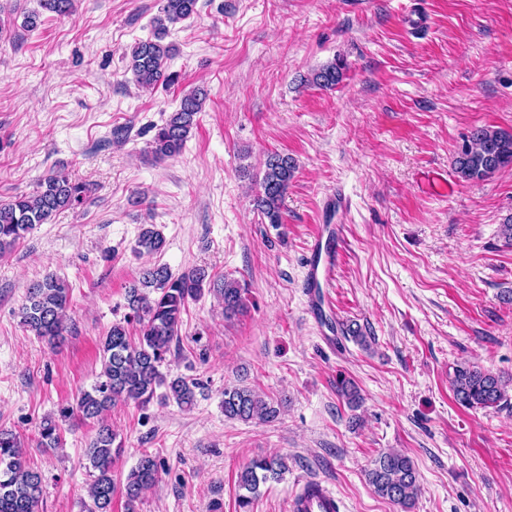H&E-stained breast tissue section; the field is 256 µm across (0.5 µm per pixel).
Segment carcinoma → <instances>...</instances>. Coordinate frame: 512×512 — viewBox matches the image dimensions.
I'll list each match as a JSON object with an SVG mask.
<instances>
[{
    "label": "carcinoma",
    "mask_w": 512,
    "mask_h": 512,
    "mask_svg": "<svg viewBox=\"0 0 512 512\" xmlns=\"http://www.w3.org/2000/svg\"><path fill=\"white\" fill-rule=\"evenodd\" d=\"M42 9L57 15L71 12L74 0H39ZM199 0H162L161 15L154 18V39L140 41L131 50L130 71L141 86L150 87L162 80L173 81L165 74L167 60L175 48L165 42L168 25L197 14ZM346 64L333 62L313 73L311 83L333 88L344 76ZM206 92L196 89L181 98L179 108L157 128L149 143L156 159L179 155L197 124ZM512 168V132L489 127H476L458 148L455 173L464 181L486 180L497 172ZM296 170L295 160L278 152L267 154L260 190L254 198L255 209L269 224L282 223V209L288 187ZM88 187L63 174L51 175L39 184L33 195H20L0 202V253L13 248L37 224H45L57 213L83 203ZM166 240L153 225L146 224L138 235L136 248L154 255L163 252ZM216 293L224 305V318L231 319L246 309L245 287L229 276H215L204 267H195L174 275L165 265L154 264L142 269L138 279L126 292L129 313L124 320L112 324L101 344L102 369L90 389L82 391L73 403L48 416L39 426L40 446L58 448L61 430L74 422L94 423L96 429L85 448L92 469L88 496L92 509L88 512H112V499L117 486L112 465L120 456L122 443L106 423L105 416L119 402H133L145 408L154 397L174 400L190 408L196 402V390L202 383L182 375L165 374L170 364L173 341L178 339L182 315L190 301L201 297L204 289ZM70 288L61 279L46 276L29 285L19 308L20 322L35 336L56 345L63 338L69 319ZM139 325L138 342L130 338L128 326ZM507 380L476 367L456 369L451 386L456 400L467 408H495L507 396ZM224 416L230 420L270 422L279 408L247 386L224 388ZM162 463L151 455H143L124 482L126 512H136L142 495L152 489ZM284 463L277 457L253 459L239 474L241 512H251L259 487L281 478ZM368 481L382 498L411 508L420 491L412 460L398 452H382L374 460ZM42 494V475L26 463L23 445L17 434L0 430V512H38Z\"/></svg>",
    "instance_id": "obj_1"
}]
</instances>
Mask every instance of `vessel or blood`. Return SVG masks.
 <instances>
[{"label":"vessel or blood","mask_w":512,"mask_h":512,"mask_svg":"<svg viewBox=\"0 0 512 512\" xmlns=\"http://www.w3.org/2000/svg\"><path fill=\"white\" fill-rule=\"evenodd\" d=\"M344 230L341 223L318 225L309 243L305 285L311 290V312H324L332 303L327 290L335 282ZM344 509L335 492L317 479L299 481L289 498V512H344Z\"/></svg>","instance_id":"1"}]
</instances>
